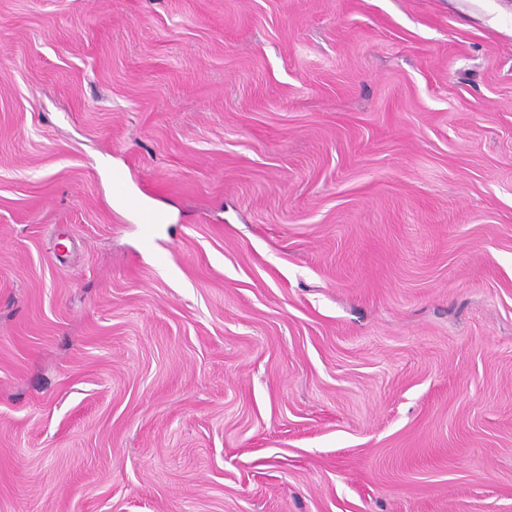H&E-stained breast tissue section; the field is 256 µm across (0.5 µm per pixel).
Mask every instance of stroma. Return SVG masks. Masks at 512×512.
<instances>
[{"label": "stroma", "instance_id": "obj_1", "mask_svg": "<svg viewBox=\"0 0 512 512\" xmlns=\"http://www.w3.org/2000/svg\"><path fill=\"white\" fill-rule=\"evenodd\" d=\"M0 512H512V0H0ZM114 190L118 198L122 199L124 206L131 212L135 213L141 224H144L148 238L156 224H164L165 217L159 212L149 211L143 208L141 201L134 196L126 193L124 185L119 181H115Z\"/></svg>", "mask_w": 512, "mask_h": 512}]
</instances>
